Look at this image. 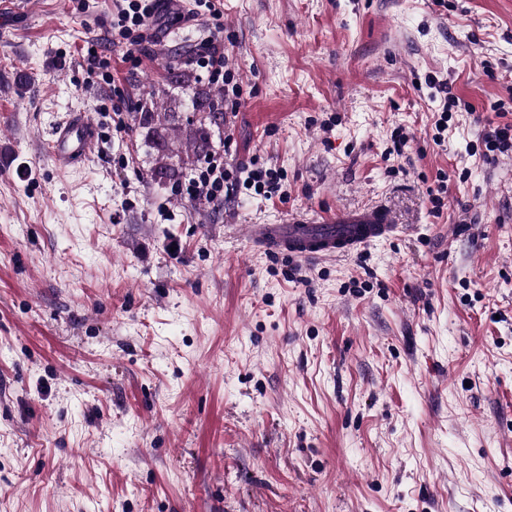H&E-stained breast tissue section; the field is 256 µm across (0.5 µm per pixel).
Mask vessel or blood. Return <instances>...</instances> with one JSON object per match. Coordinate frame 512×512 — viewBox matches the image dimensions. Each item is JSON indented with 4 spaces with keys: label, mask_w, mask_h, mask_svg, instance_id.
<instances>
[{
    "label": "vessel or blood",
    "mask_w": 512,
    "mask_h": 512,
    "mask_svg": "<svg viewBox=\"0 0 512 512\" xmlns=\"http://www.w3.org/2000/svg\"><path fill=\"white\" fill-rule=\"evenodd\" d=\"M92 145L93 123L81 113L51 132L45 152L57 167L66 169L86 159ZM396 230L392 213L371 204L311 218L293 216L279 224H250L246 234L256 249L310 261L349 256L368 243L393 237Z\"/></svg>",
    "instance_id": "1"
}]
</instances>
